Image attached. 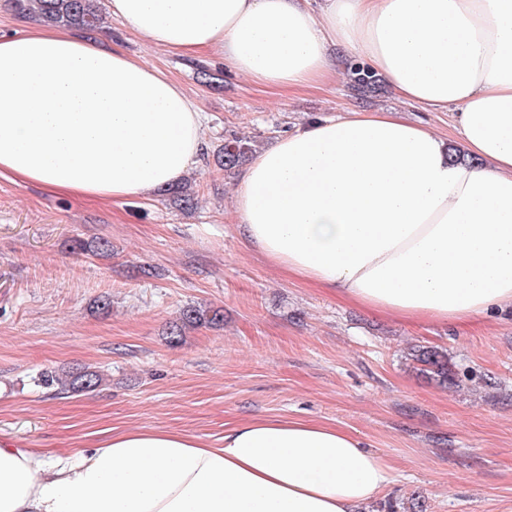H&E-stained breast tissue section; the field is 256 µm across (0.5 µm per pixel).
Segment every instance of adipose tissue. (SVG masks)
Wrapping results in <instances>:
<instances>
[{
  "instance_id": "1",
  "label": "adipose tissue",
  "mask_w": 512,
  "mask_h": 512,
  "mask_svg": "<svg viewBox=\"0 0 512 512\" xmlns=\"http://www.w3.org/2000/svg\"><path fill=\"white\" fill-rule=\"evenodd\" d=\"M152 44L300 90L366 60L450 112L466 162L401 112L277 137L241 175L244 240L367 309L454 325L512 310V0H111ZM205 116L163 72L92 35H0V173L107 202L151 197L202 151ZM392 482L354 433L296 419L113 433L48 458L0 440V512H357Z\"/></svg>"
}]
</instances>
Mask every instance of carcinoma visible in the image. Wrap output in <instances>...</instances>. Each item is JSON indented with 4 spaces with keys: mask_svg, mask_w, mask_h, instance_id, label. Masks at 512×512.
Segmentation results:
<instances>
[{
    "mask_svg": "<svg viewBox=\"0 0 512 512\" xmlns=\"http://www.w3.org/2000/svg\"><path fill=\"white\" fill-rule=\"evenodd\" d=\"M96 2L97 0H14L15 8L19 12L40 22L85 32H93L100 27L101 13ZM354 88L363 97L372 96L379 91V85L367 73L355 80ZM254 151L251 141L232 137L224 141V147L217 155V163L221 169L230 171ZM166 192L176 197L185 208L193 207L194 192L190 190L188 182L182 181L167 188ZM222 321L223 314L218 309L207 311L188 305L182 309L179 322L172 327L170 338L175 340L182 336V330L187 326L217 325ZM410 356L422 370L440 382L451 380L447 353L432 346L417 345L412 348ZM42 382L47 386H55L66 394L92 393L102 384L103 377L96 371L75 369L61 375L47 373Z\"/></svg>",
    "mask_w": 512,
    "mask_h": 512,
    "instance_id": "obj_1",
    "label": "carcinoma"
}]
</instances>
